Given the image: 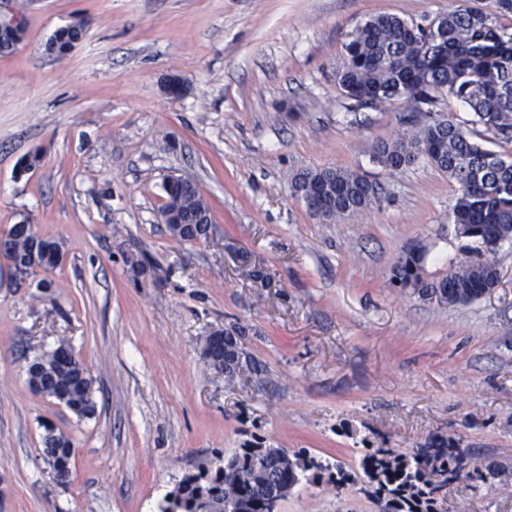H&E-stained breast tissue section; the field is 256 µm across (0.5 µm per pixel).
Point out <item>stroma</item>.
I'll return each instance as SVG.
<instances>
[{
    "label": "stroma",
    "mask_w": 512,
    "mask_h": 512,
    "mask_svg": "<svg viewBox=\"0 0 512 512\" xmlns=\"http://www.w3.org/2000/svg\"><path fill=\"white\" fill-rule=\"evenodd\" d=\"M13 2L26 33L0 56V232L33 225L64 260L19 281L0 259V512H160L185 474L256 437L356 475L365 447L410 453L435 434L489 475L453 482L446 512H512L491 476L512 471V245L495 256L498 287L471 304L394 288L410 247L427 249L431 273L460 258L456 186L423 159L374 164L377 142L426 116L357 105L336 82L372 17L488 0ZM75 22L74 49L48 53ZM323 167L366 174L380 203L319 222L290 181ZM181 174L209 204L208 240L177 242L160 221ZM215 329L243 332L230 382L202 355ZM62 345L94 380V417L28 385V361ZM49 427L74 444L65 484L43 459ZM276 512L379 507L355 485L338 496L302 482Z\"/></svg>",
    "instance_id": "1"
}]
</instances>
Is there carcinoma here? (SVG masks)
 <instances>
[{
  "label": "carcinoma",
  "instance_id": "1",
  "mask_svg": "<svg viewBox=\"0 0 512 512\" xmlns=\"http://www.w3.org/2000/svg\"><path fill=\"white\" fill-rule=\"evenodd\" d=\"M512 16V0H489V10H454L427 20L408 21L395 14H380L357 27L345 45L346 61L337 73L344 95L361 105L383 106L404 100L416 109L426 108L428 121L382 141L374 160L396 171L423 158L457 186L451 209L460 237L469 252H482L486 238L503 239L512 230V158L488 150L480 143L490 133L512 143V27L500 17ZM465 104L468 121L438 112L443 95ZM175 195L164 188L162 209L183 214H210L196 181L187 176ZM296 192L316 191L324 202V215L342 219L371 209L380 201L379 186L356 172L337 169H303L292 178ZM393 283L422 300L440 305H467L480 289L497 281L490 260L458 261L436 276L426 272V252L400 255L392 270ZM241 331L226 337L225 348H215L212 335L202 338L208 365L243 353ZM48 374L36 379L44 392L61 390L71 411L80 418L97 412L94 380L80 361L59 360L56 351L36 357ZM44 459L54 478L68 481L73 443L63 434L43 440ZM360 469L371 495L383 512H442L448 486L465 466V452L448 438L433 436L411 453L390 448H368ZM350 474L341 463L325 464L305 453H277L248 441L224 458V466L187 474L165 499L160 512H203L209 500L235 504L237 512H266L272 493L288 497L301 480L324 483L337 493L349 485Z\"/></svg>",
  "mask_w": 512,
  "mask_h": 512
}]
</instances>
